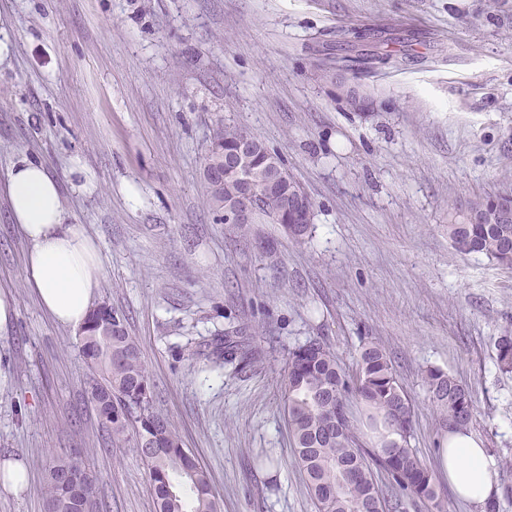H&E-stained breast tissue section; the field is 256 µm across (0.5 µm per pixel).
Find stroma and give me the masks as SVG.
Masks as SVG:
<instances>
[{
  "label": "stroma",
  "instance_id": "stroma-1",
  "mask_svg": "<svg viewBox=\"0 0 512 512\" xmlns=\"http://www.w3.org/2000/svg\"><path fill=\"white\" fill-rule=\"evenodd\" d=\"M0 183L34 156L98 240L100 301L123 314L156 406L209 471L221 512H319L283 411L288 353L326 342L352 370L382 344L428 466L446 432L425 374L472 393L473 433L512 460V269L456 251L449 214L512 193V0H0ZM403 54L397 66L355 64ZM261 138L315 203L302 242L224 223L203 178L218 122ZM0 197V512H44L45 469L80 453L104 512H156L133 447L109 448L75 335L44 315ZM246 326L257 366L188 341ZM496 363L502 373H512V331H504L494 340ZM5 480L9 483V487L14 492L22 490L28 486L26 480V469L21 462L5 460L1 463Z\"/></svg>",
  "mask_w": 512,
  "mask_h": 512
}]
</instances>
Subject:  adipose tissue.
<instances>
[{"label":"adipose tissue","instance_id":"1","mask_svg":"<svg viewBox=\"0 0 512 512\" xmlns=\"http://www.w3.org/2000/svg\"><path fill=\"white\" fill-rule=\"evenodd\" d=\"M6 188L10 217L29 244L26 281L39 306L59 326L83 328L101 281L98 242L84 225L72 223L56 178L40 160L14 163ZM437 464L461 500L480 504L494 489L495 463L471 431L446 434Z\"/></svg>","mask_w":512,"mask_h":512}]
</instances>
